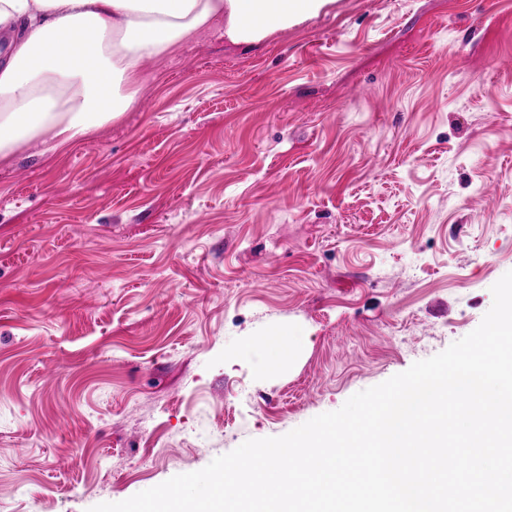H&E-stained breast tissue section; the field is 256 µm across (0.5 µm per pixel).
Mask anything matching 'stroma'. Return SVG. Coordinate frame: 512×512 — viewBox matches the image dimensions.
<instances>
[{
  "label": "stroma",
  "mask_w": 512,
  "mask_h": 512,
  "mask_svg": "<svg viewBox=\"0 0 512 512\" xmlns=\"http://www.w3.org/2000/svg\"><path fill=\"white\" fill-rule=\"evenodd\" d=\"M141 69L121 119L0 164V512H88L338 410L512 271V0H331ZM254 347L268 351V359L271 366L277 365L285 357L287 352L288 356L290 354L289 344L287 346L278 333H269L261 337L254 344Z\"/></svg>",
  "instance_id": "obj_1"
}]
</instances>
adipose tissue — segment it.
Here are the masks:
<instances>
[{
  "label": "adipose tissue",
  "mask_w": 512,
  "mask_h": 512,
  "mask_svg": "<svg viewBox=\"0 0 512 512\" xmlns=\"http://www.w3.org/2000/svg\"><path fill=\"white\" fill-rule=\"evenodd\" d=\"M329 0H0V161L77 141L137 103L142 61L222 26L255 44Z\"/></svg>",
  "instance_id": "ef3b65f1"
}]
</instances>
